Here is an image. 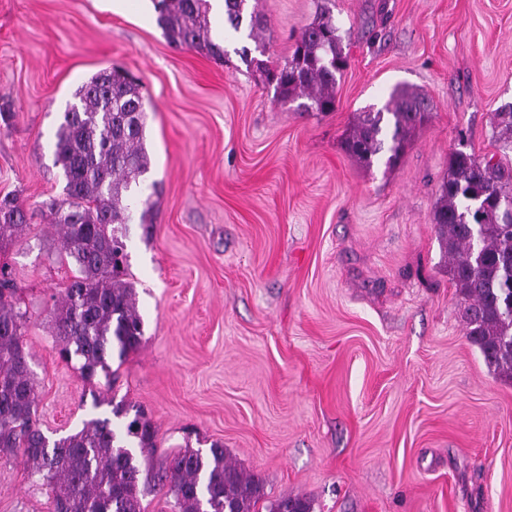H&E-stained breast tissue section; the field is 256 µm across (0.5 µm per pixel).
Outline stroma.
<instances>
[{"mask_svg": "<svg viewBox=\"0 0 512 512\" xmlns=\"http://www.w3.org/2000/svg\"><path fill=\"white\" fill-rule=\"evenodd\" d=\"M327 6L348 57L336 108L279 101L227 39L223 60L168 44L152 0H0V196L34 216L0 247L29 322L37 419L58 438L115 397L147 412L159 451L223 444L266 501L314 512H512V378L465 334L433 210L450 152L484 158L512 105V0H257L266 59L283 62ZM137 79L155 203L130 227L143 338L116 381L63 362L50 311L74 267L43 202L61 197L54 142L78 86ZM429 119L393 168L345 149L395 86ZM0 512H51L0 455ZM267 512H313L312 502L303 496H284L266 506Z\"/></svg>", "mask_w": 512, "mask_h": 512, "instance_id": "35a3bbf8", "label": "stroma"}]
</instances>
